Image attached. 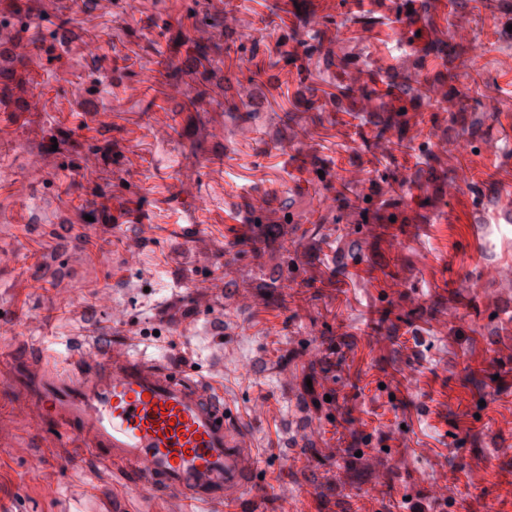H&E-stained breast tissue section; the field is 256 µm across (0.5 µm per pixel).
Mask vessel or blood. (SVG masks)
<instances>
[{"label":"vessel or blood","mask_w":512,"mask_h":512,"mask_svg":"<svg viewBox=\"0 0 512 512\" xmlns=\"http://www.w3.org/2000/svg\"><path fill=\"white\" fill-rule=\"evenodd\" d=\"M0 383L29 425L57 426L73 457L89 453L160 512H229L259 495L253 440L224 397L186 367L91 329L57 362L42 348L0 355Z\"/></svg>","instance_id":"vessel-or-blood-1"}]
</instances>
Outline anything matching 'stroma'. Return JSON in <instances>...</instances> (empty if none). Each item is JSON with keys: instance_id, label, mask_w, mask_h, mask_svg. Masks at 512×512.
<instances>
[{"instance_id": "35a3bbf8", "label": "stroma", "mask_w": 512, "mask_h": 512, "mask_svg": "<svg viewBox=\"0 0 512 512\" xmlns=\"http://www.w3.org/2000/svg\"><path fill=\"white\" fill-rule=\"evenodd\" d=\"M338 0H320L322 20L292 0H209L212 21L189 15L191 0H8L0 7V47L22 41L0 96V347L26 340L62 357L90 325L110 327L95 297L100 289L127 306L123 330L139 351L183 362L224 394L249 428L261 456L260 503L232 512H409L408 501L429 504L427 488L449 482L446 512H512L498 495L512 483V277L488 280V264L512 268V0L491 11L440 8L423 14L418 52L398 51L397 29L380 4L344 13L343 26L326 22ZM236 13L261 45L253 58L217 65L210 95L199 105L208 119L194 134L179 105L195 92L194 77L145 82L158 60L178 66L189 58L198 30L224 38V16ZM288 26L315 35L332 52L355 54L422 81V107L410 112L427 135L433 115L459 109L469 96L476 121H487L481 142L448 143L444 161L454 188L439 208H417L407 224L370 227L366 258H340L343 239H302L323 212L322 186L305 166L316 158L330 174L362 185L389 164L387 144L363 142L346 111L332 100L341 78L316 55L282 60L274 33ZM447 42L448 55L430 51ZM488 45L473 71V42ZM262 70L271 89L261 110L245 113L241 99H225L226 81ZM480 84H473V76ZM145 83L140 97L127 89ZM320 89L331 124H307V87ZM37 97L36 111L24 109ZM67 133L79 154L52 148ZM498 144L488 152L486 142ZM42 163L32 178L31 156ZM209 205L198 210L194 196ZM268 196L296 204L298 221L276 231L274 247L241 259L224 254V239L241 230L249 201ZM104 221L87 220L92 210ZM88 241L72 247L76 235ZM135 251L140 263L127 267ZM295 271L270 297L255 276ZM41 281L34 290L33 281ZM246 287V310L231 307L222 289ZM459 319L447 323L449 311ZM198 317L194 334L175 324ZM317 349L316 363L304 355ZM266 359L255 377L244 365ZM263 412H256V404ZM371 436L377 467L346 465L353 431ZM44 460L34 468L0 442V505L9 512H113L134 507L135 494L92 456L59 458L50 439L19 427ZM500 451L486 456L490 441ZM409 461L394 466L396 455ZM55 479L58 494L44 497ZM288 485L281 504L275 490Z\"/></svg>"}]
</instances>
